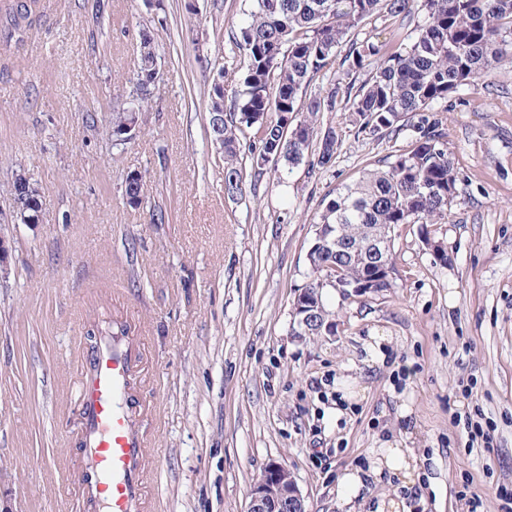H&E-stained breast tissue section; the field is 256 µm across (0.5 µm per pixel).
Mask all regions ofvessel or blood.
I'll return each instance as SVG.
<instances>
[{
  "instance_id": "1",
  "label": "vessel or blood",
  "mask_w": 512,
  "mask_h": 512,
  "mask_svg": "<svg viewBox=\"0 0 512 512\" xmlns=\"http://www.w3.org/2000/svg\"><path fill=\"white\" fill-rule=\"evenodd\" d=\"M133 375L128 326L116 319L88 345L78 364L76 482L92 512H146L147 444L138 426Z\"/></svg>"
}]
</instances>
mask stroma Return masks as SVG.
Listing matches in <instances>:
<instances>
[{
    "label": "stroma",
    "mask_w": 512,
    "mask_h": 512,
    "mask_svg": "<svg viewBox=\"0 0 512 512\" xmlns=\"http://www.w3.org/2000/svg\"><path fill=\"white\" fill-rule=\"evenodd\" d=\"M37 0L33 23L0 17V512H76L78 356L113 315L128 316L140 358L138 423L148 442V512H246L271 463L294 475L308 512H503L512 486V57L438 103L458 175L447 215L397 229L392 288L323 300L334 333L299 334L296 293L325 198L408 150L410 132L376 138L347 112L321 115L341 146L318 148L281 184L224 193L205 104L249 0ZM352 31L392 53L417 23ZM157 43L159 79L135 137L112 135L133 100L137 46ZM26 172L41 221L17 219L10 188ZM144 202L124 197L128 174ZM440 241L447 258L427 246ZM471 416L492 444L460 423ZM403 442L422 478L365 479L345 500V470H367Z\"/></svg>",
    "instance_id": "stroma-1"
}]
</instances>
